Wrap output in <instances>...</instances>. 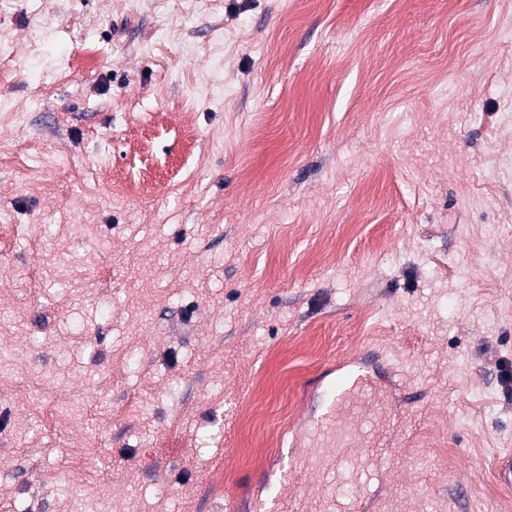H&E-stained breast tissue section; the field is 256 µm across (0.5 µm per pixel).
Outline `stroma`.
I'll use <instances>...</instances> for the list:
<instances>
[{
  "label": "stroma",
  "mask_w": 512,
  "mask_h": 512,
  "mask_svg": "<svg viewBox=\"0 0 512 512\" xmlns=\"http://www.w3.org/2000/svg\"><path fill=\"white\" fill-rule=\"evenodd\" d=\"M0 55V512H323L370 354L356 512H506L512 0H0ZM376 383L370 368L337 378L332 384L326 412L314 420L305 434L306 447L313 448V470L330 478L331 483H345L351 490L367 487L370 476L379 477V471L370 472L373 463H353V449L368 448L376 443L375 423L371 417L357 412V405L348 402L356 392Z\"/></svg>",
  "instance_id": "obj_1"
}]
</instances>
